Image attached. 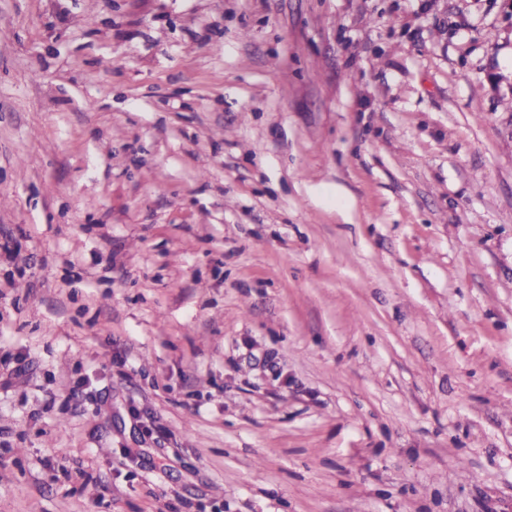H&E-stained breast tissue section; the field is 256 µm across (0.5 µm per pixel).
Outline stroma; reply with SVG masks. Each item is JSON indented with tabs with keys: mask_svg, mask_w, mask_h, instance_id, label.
Wrapping results in <instances>:
<instances>
[{
	"mask_svg": "<svg viewBox=\"0 0 512 512\" xmlns=\"http://www.w3.org/2000/svg\"><path fill=\"white\" fill-rule=\"evenodd\" d=\"M4 244L0 512H512L505 0H0Z\"/></svg>",
	"mask_w": 512,
	"mask_h": 512,
	"instance_id": "1",
	"label": "stroma"
}]
</instances>
